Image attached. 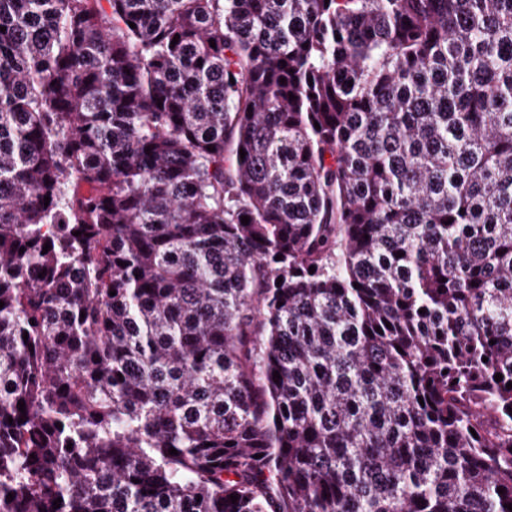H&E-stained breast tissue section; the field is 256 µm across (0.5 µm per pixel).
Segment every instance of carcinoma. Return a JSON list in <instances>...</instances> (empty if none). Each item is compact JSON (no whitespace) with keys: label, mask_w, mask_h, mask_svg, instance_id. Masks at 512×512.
Returning <instances> with one entry per match:
<instances>
[{"label":"carcinoma","mask_w":512,"mask_h":512,"mask_svg":"<svg viewBox=\"0 0 512 512\" xmlns=\"http://www.w3.org/2000/svg\"><path fill=\"white\" fill-rule=\"evenodd\" d=\"M1 27L0 512H512V0Z\"/></svg>","instance_id":"1"}]
</instances>
